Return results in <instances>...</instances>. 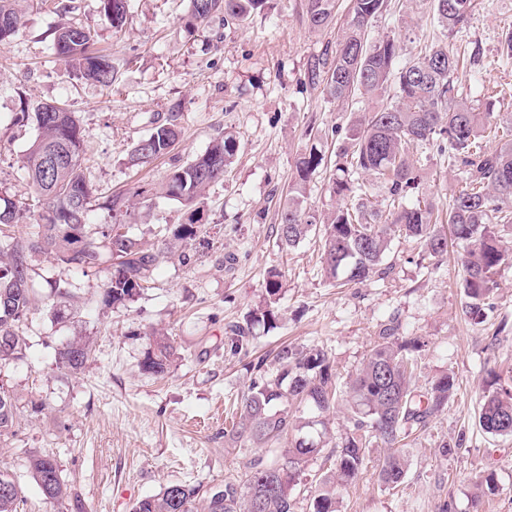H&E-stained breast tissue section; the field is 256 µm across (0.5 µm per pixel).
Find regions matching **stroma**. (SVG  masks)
<instances>
[{"label":"stroma","mask_w":512,"mask_h":512,"mask_svg":"<svg viewBox=\"0 0 512 512\" xmlns=\"http://www.w3.org/2000/svg\"><path fill=\"white\" fill-rule=\"evenodd\" d=\"M30 0L20 32L0 48V198L32 204L22 169L37 135L21 112L59 101L74 112L87 148L82 165L101 203L112 194L134 195L131 235L159 255L146 289L127 305L102 302L109 265L80 271L38 253L29 259L35 306L20 326V360L0 367L16 411L0 437V471L21 486L22 512H62L45 503L32 480L30 452L52 453L85 512H131L171 483L201 491L239 478L252 448L224 441V430L252 377V358L281 344L319 345L339 380L361 367L381 329L398 324L399 336L421 337L413 383L428 387L451 371L457 391L447 409L414 429L404 452L409 468L392 489L377 478L380 448L367 451L355 485L338 490L339 512H512V436L486 434L478 424L480 400L491 373L512 375V263L503 265L494 309L481 324L463 313V247L449 241L442 258L422 259L413 241L395 240L384 259L385 279L338 288L321 271L319 239L311 235L290 250L276 239L278 213L296 162L310 146L324 160L302 201L320 213L335 209L328 190L347 127L372 102L356 96L338 103L323 82H311L314 62L335 56L350 17V0H336L329 27L312 28L307 0H274L273 8L241 26L214 18L188 32V0H130L122 32H113L99 0ZM81 23L96 33V49L119 69L109 89L71 77L51 50L55 27ZM512 30V0H478L457 33L439 26L430 0H396L375 17L369 41L392 38L402 58L424 42L445 41L476 60L460 81L464 98L481 111L512 116V58L501 41ZM495 85L496 96L483 88ZM181 135L174 150L149 164L127 163L131 148L171 112ZM239 140L224 180L204 195V218L187 241L175 232L190 208L166 198L162 187L174 166L203 153L224 132ZM420 198L447 208L463 185L462 173L428 145ZM282 289L273 326L251 328L249 354L227 347L231 328L265 297L269 272ZM68 296L57 300L54 285ZM167 334L175 356L161 378L143 371L150 334ZM88 337L93 355L77 373L58 363L57 351L73 337ZM493 479L481 493L478 474Z\"/></svg>","instance_id":"stroma-1"}]
</instances>
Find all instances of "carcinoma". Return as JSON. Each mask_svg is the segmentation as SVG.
<instances>
[{"label":"carcinoma","instance_id":"carcinoma-1","mask_svg":"<svg viewBox=\"0 0 512 512\" xmlns=\"http://www.w3.org/2000/svg\"><path fill=\"white\" fill-rule=\"evenodd\" d=\"M27 2L0 0L1 48L23 25ZM128 2L100 0L104 19L117 32L126 23ZM270 2L189 0L185 27L195 31L216 15L224 17L226 26L243 25ZM474 5L475 0H432L438 24L450 34L464 26ZM383 6L384 0H351V17L341 32L336 55L331 62L311 70V81L323 80L327 93L336 100L392 90L389 102L363 113L344 129L348 160L336 169L331 193L355 202L326 217L301 207L307 185L323 161L313 146L297 161L296 177L279 214L278 240L282 248L291 249L317 227H323L324 274L345 286L386 274L383 258L396 237L415 239L427 255L436 257L448 252L451 235L466 246L463 285L467 313L481 321L496 288V276L512 259V249L503 244L500 235L501 227H512V138L489 147L490 137H498L500 125L494 122L493 113L480 111L459 95L460 55L447 43L432 44L401 65L397 41L384 38L369 43L368 25ZM335 7V0H307L310 25L321 29L331 24ZM93 44L94 33L80 24L64 26L53 35L55 55L68 60L81 76L109 88L117 80L118 69L106 56L93 51ZM33 121L38 134L24 154L23 168L41 211L39 224L27 243L11 236L0 238V337H9L8 345H0V365L22 355L18 329L34 303L28 273L31 255L53 254L82 269L110 264L112 274L103 302L113 307L124 306L141 293L158 258L125 231L124 216L130 203L123 194L108 201L112 223L104 225L102 239L88 238L85 227L94 196L82 170L80 127L72 112L58 103L38 107ZM179 135L174 118L155 126L135 144L129 163L144 165L167 155ZM421 144L432 145L438 153H448L449 161L467 167L464 186L443 218L428 204H405L421 185L422 165L414 154V148ZM238 150L237 138L226 133L204 153L172 169L165 195L192 207L190 222L182 225L178 237L194 236V225L203 219L197 201L206 188L224 178ZM362 174L385 183L390 201L388 218L368 204L359 183ZM443 224L450 230L441 228ZM281 288L279 274H270L265 281L266 301L250 311L248 326L235 329L230 337L231 352H248L250 325L273 324L276 316L271 304ZM396 331L394 326L383 329L344 391L328 355L318 346L286 344L271 359L258 357L238 421L224 431V439L241 448H262L287 440L286 461L269 464L261 457L251 458L239 481L227 482L222 489L203 495L195 486L171 483L158 495L137 501L132 512H295L293 490L301 468L324 450V415L342 396L351 409L352 429L336 445L335 470L317 481L311 512H338L336 488L350 486L360 478L366 468V449L373 445L384 449L378 463L379 481L392 488L400 486L408 471L400 443L409 430L426 425L445 409L456 391L457 378L446 373L425 391H416L412 386L415 360L409 350L419 348L420 343L417 339L401 343ZM90 356V344L76 337L59 352V363L78 371ZM172 357L168 337L155 333L142 369L161 377L168 372ZM492 382L496 388L483 396L479 426L493 436H512V382H503L496 374ZM13 423L12 397L0 391V436L9 432ZM28 468L47 502L65 504L70 512H84L53 456L33 452ZM4 483L12 485V490L0 494V512H18L23 504L22 488L0 471V485Z\"/></svg>","mask_w":512,"mask_h":512}]
</instances>
